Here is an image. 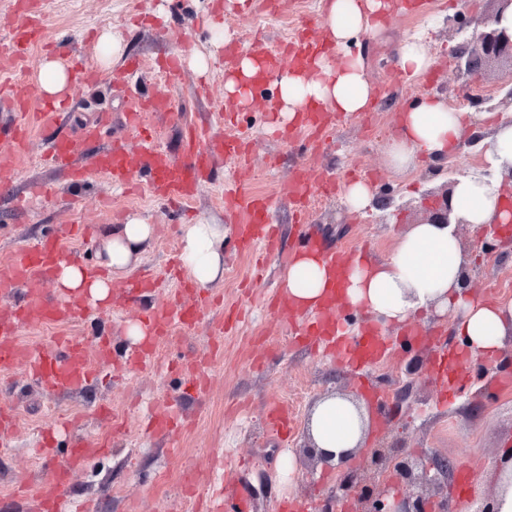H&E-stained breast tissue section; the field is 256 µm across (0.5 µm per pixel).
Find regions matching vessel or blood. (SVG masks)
Listing matches in <instances>:
<instances>
[{
    "mask_svg": "<svg viewBox=\"0 0 512 512\" xmlns=\"http://www.w3.org/2000/svg\"><path fill=\"white\" fill-rule=\"evenodd\" d=\"M39 35L38 27L29 24L9 30L6 37L15 56L21 58ZM321 52L320 40L301 29L295 31L289 42L274 50L264 43H254L253 54L261 70L249 81L252 94L261 93L268 74L287 68L308 70L312 59ZM28 95V88L19 83L0 86V102L13 106L19 113L18 120L12 125L0 127L1 141L24 142L33 127L47 125L58 113L59 108L55 105L43 104L37 110H29ZM170 110L169 98L161 93L134 102L125 117L129 130L138 139L137 148L129 150L122 144H113L95 155L93 168L111 177L119 188L127 187L135 173L146 171L151 175L149 190L153 196L171 205L191 199L199 186L212 177L211 155L206 146L210 127L206 124L190 126L184 136L180 157H172L151 132L141 128L143 113L164 115ZM331 121L330 113L318 105L308 107L301 114L296 131L303 137L307 149H314L328 135ZM75 150L76 146L70 139L56 138L50 141L45 160L65 179L78 181L84 178L85 171L73 162ZM224 153L238 162L231 180L224 187V196L233 216L234 246L248 255L258 251L274 253L278 248V239L271 219L272 202L269 197L245 188L249 166L242 140L225 139ZM293 184L296 188V222L301 227L302 246L308 251L323 250L324 242L316 225L308 222L307 214L314 190L327 187L328 182L314 178L307 165L299 161L294 167ZM58 258L59 240L47 236L16 253L8 275L0 277V296L11 301L9 309L0 311V374L11 372L21 364L32 377L49 388L65 391L94 378L99 367L110 364L111 347L107 342H98L97 355L92 358L79 337L59 336L47 346L25 354L20 352L18 334L21 328L48 323H76L92 310L91 304L81 297L35 298V286L52 280ZM326 259L331 270V286L317 313L308 316L301 336L305 346H324L326 355L336 359L339 364L367 374L385 357L388 346L382 336L366 328L356 336H345L341 321L345 262L332 253L327 254ZM209 305L208 298L189 294L187 288H178L166 310L147 314L148 340L136 353V361L145 367L154 365L158 342L167 339L173 331L193 328ZM149 426L153 433L167 435L175 441L179 438L182 423L174 412L167 410L153 414ZM108 446L105 440L76 442L62 464L42 474L36 485V493L45 512H62L72 473L85 467L91 456L104 454ZM249 503L250 496L245 488L223 490L214 499L210 512H249Z\"/></svg>",
    "mask_w": 512,
    "mask_h": 512,
    "instance_id": "vessel-or-blood-1",
    "label": "vessel or blood"
}]
</instances>
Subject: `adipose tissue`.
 Returning a JSON list of instances; mask_svg holds the SVG:
<instances>
[{
  "label": "adipose tissue",
  "instance_id": "adipose-tissue-1",
  "mask_svg": "<svg viewBox=\"0 0 512 512\" xmlns=\"http://www.w3.org/2000/svg\"><path fill=\"white\" fill-rule=\"evenodd\" d=\"M390 9L386 0H326L324 5L327 40L345 49L362 32H376L378 19ZM281 115L294 120L308 102L318 101L331 111L351 116L364 111L372 88L363 73L361 57L346 53L339 63L319 55L309 72H284L279 80ZM475 117L448 108L444 101L424 98L401 118V133L389 155L397 167L411 165L416 157H445L460 145ZM500 185L477 175L459 177L451 195L457 217L481 227L512 221L504 208ZM154 228L138 219L105 230L102 250L111 271L124 270L153 238ZM180 260L200 287L224 276V227L220 224H185L181 227ZM463 245L453 225L415 224L401 234L392 253L367 265L352 262L344 303L362 308L374 320L402 325L423 309L433 307L450 314L451 329L462 339L469 360L488 358L502 352L512 340V301H488L463 292ZM326 282L324 260L311 253L299 254L283 277L289 298L300 306L315 307ZM109 276L89 279L83 265L60 261L55 289L65 294L85 292L104 301L110 296ZM370 419L365 410L345 400L329 397L314 408L310 432L318 450L340 454L358 448ZM488 478L495 486L496 512H512V447L503 446L491 463Z\"/></svg>",
  "mask_w": 512,
  "mask_h": 512
}]
</instances>
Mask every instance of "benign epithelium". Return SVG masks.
<instances>
[{
    "mask_svg": "<svg viewBox=\"0 0 512 512\" xmlns=\"http://www.w3.org/2000/svg\"><path fill=\"white\" fill-rule=\"evenodd\" d=\"M497 9L491 24L474 26L469 36L454 49L458 67L475 77L494 60L507 57L512 60V28L500 26L499 17L512 10V0H494ZM425 224H462L456 218L450 203V192L443 189L433 194L431 206L425 208ZM344 460L336 463L340 479L333 496L347 498L353 512H426L430 499L440 498L439 512H451L447 476L452 464L442 458L434 463V472L420 471L407 457L393 448H375L371 453L370 468L362 471H344Z\"/></svg>",
    "mask_w": 512,
    "mask_h": 512,
    "instance_id": "1",
    "label": "benign epithelium"
}]
</instances>
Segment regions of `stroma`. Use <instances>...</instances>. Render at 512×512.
I'll use <instances>...</instances> for the list:
<instances>
[{
  "label": "stroma",
  "instance_id": "stroma-1",
  "mask_svg": "<svg viewBox=\"0 0 512 512\" xmlns=\"http://www.w3.org/2000/svg\"><path fill=\"white\" fill-rule=\"evenodd\" d=\"M495 10L494 0H472L466 8L459 0H420L412 12L386 17L379 31L359 36L352 50L362 58L375 102L371 110L336 117L326 145L306 157L310 167L336 178L337 193L314 197L309 213L310 223L321 228L335 250L350 254L368 245L375 259L386 258L397 237L423 219L422 202L447 176L440 164L428 160L404 169L392 166L387 149L398 132V115L424 94L440 98L451 109L470 112L474 106L467 94L504 85L512 61L494 62L482 78L474 79L458 71L451 55L459 41L460 16L468 13L480 19ZM30 19L39 24L41 39L19 60L1 35ZM430 21L436 25L429 43L434 63L422 75H405L395 65L396 49ZM303 23L313 34H322V0H275L271 5L266 0H248L244 6L239 0H36L24 13L17 10L14 0H0V80L28 85L32 102H40L41 63L55 57L60 48L96 73L94 79L73 82L54 126L34 128L21 146L0 143V152L15 157L6 175L12 192L0 194V273L7 271L19 248L57 233L66 224H84L89 231L62 239L61 259L88 266L98 261L95 241L105 229L124 223L131 215L154 227L150 247L137 255L128 273L113 279L107 310L66 327L20 330V343L27 350L46 345L56 336H81L92 345L107 338L112 364L96 381L65 393L50 390L20 368L0 379V408L14 416L11 425L0 429V512H43L33 489L37 478L65 459L73 437L102 434L111 435V452L77 472L69 492L71 499L87 502L92 512H205L216 480L210 470L213 455L227 461L230 480L248 487L251 512H281L286 501L307 505L308 512H321L336 485V470L306 454L297 459L293 471H286L285 462L307 442L308 417L323 397L335 395L365 408L370 402L357 390L351 374L325 354L295 348L289 319L268 310L265 300L279 289L286 264L273 255L258 273L250 256L225 244L224 278L208 288L220 298V307L206 311L191 331L176 334L159 347L158 365L152 369L128 359L133 345L127 328L140 321L142 306L121 297L128 276L147 274L156 283L150 305L162 308L169 292L178 286L170 268L180 253L181 225L226 223L223 196L228 168L221 143L246 126L251 129V173L246 186L271 194L283 241L289 249H296L290 172L300 143L293 133L278 134L275 123L265 119L276 97L256 100L237 111L233 122L216 120L211 103L224 95V60L216 58L202 74L192 56L211 53L222 30L243 56L249 54L256 37L276 46ZM104 34L118 37L121 43L119 57L108 67L100 63L98 38ZM169 56L177 58L182 73L181 80L173 84L163 83L158 67L159 60ZM134 59L144 65L138 73L140 93L149 96L163 91L172 99L173 113L168 119L145 117L164 149L179 155L184 126H211L213 179L177 210L151 197L143 175H135L134 189L126 192L89 167L98 146L135 144L125 126L129 97L120 80ZM105 113L110 121L100 145L85 143V129ZM59 134L75 142L77 161L89 169L80 182H65L43 160L50 139ZM355 176L393 194L395 219H388L386 210L378 207L355 212L344 204L340 188ZM36 183L57 186L58 191L31 209L18 210L16 197L27 195ZM462 238L470 246L467 268L472 293L485 299L512 300V287L503 285L505 276H512V245L496 246L487 254L478 252L473 248L476 230L470 226L464 228ZM236 307L244 311L237 333L215 336L223 310ZM381 334L391 351L372 371L375 385L383 393L408 388L409 397L401 413L387 419L384 426H371L367 445L398 443L405 455L425 467L439 458L457 467L470 466L475 475L468 484L467 498L455 506L456 512H468L471 496L494 494L493 485L484 482L482 475L502 440L512 436V388L498 386L499 379L512 378V354L500 353L493 362L476 361L477 372L468 388L449 396L442 405L438 385L430 375L434 347H404L402 330L392 326L382 328ZM214 343L220 356L206 370L208 384L204 390L193 391L189 374L172 368L171 363L186 353L208 352ZM275 400L292 407L293 429L285 442L272 435L265 418L268 404ZM102 403L109 404L122 421L121 431H113L98 417L96 408ZM169 406L189 421L176 448L144 427L149 414ZM47 434L54 438L56 453L54 458L42 459L36 448Z\"/></svg>",
  "mask_w": 512,
  "mask_h": 512
}]
</instances>
